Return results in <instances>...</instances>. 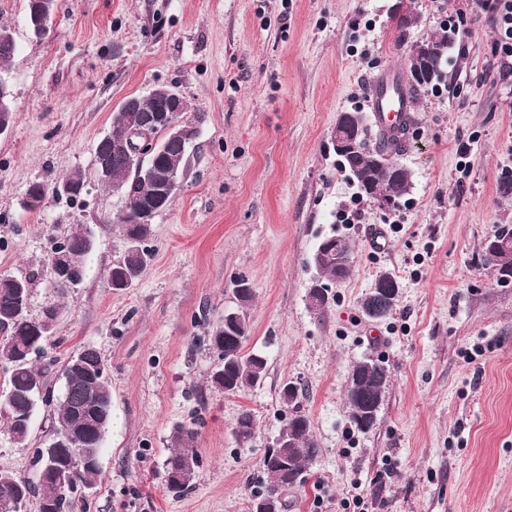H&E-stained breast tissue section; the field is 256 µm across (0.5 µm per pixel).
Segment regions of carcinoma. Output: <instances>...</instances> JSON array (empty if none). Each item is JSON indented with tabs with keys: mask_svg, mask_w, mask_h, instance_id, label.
<instances>
[{
	"mask_svg": "<svg viewBox=\"0 0 512 512\" xmlns=\"http://www.w3.org/2000/svg\"><path fill=\"white\" fill-rule=\"evenodd\" d=\"M455 30L439 27L429 38L421 42L417 59L428 70L427 78L415 87H434L446 78L448 46L453 41ZM17 52V43L11 27L0 25V70L6 68ZM126 117L118 111L112 116L111 129L96 145L94 158L103 159L108 165L109 177L98 180L107 190L121 188L122 208L108 218L118 226L123 240H132L126 253L112 265V285L121 291L132 287L144 274L152 252L146 242L151 236L152 220L140 221L142 206L164 200L171 202L175 191L181 185L185 169L186 150L181 142L169 141L164 152L155 163L136 166L123 148L127 137ZM360 153L354 159L339 161L342 171L354 180V186L362 197L377 198L390 196L401 201L412 189L411 173L398 168L395 156L399 155L403 143L400 137L378 136L370 144L368 127L364 126L359 135ZM86 230H78L52 248L59 249L68 263L77 271L87 273L92 261L95 243ZM483 259L495 267L498 278L512 279V248L493 255L483 254ZM317 277L311 281L308 295L319 298L318 288L331 287L339 279L349 276L351 268L340 269L334 259L311 260ZM31 277L0 275V332L5 340L0 343V360L9 367V379L4 394H0V431L17 443L26 441L30 423L26 417L34 416L39 405V390L46 388L45 372L38 370L31 361L32 343L48 337L36 336L41 323L54 324L62 314L60 304L46 306L39 317L31 318L26 309L20 308L22 300L31 293ZM237 285L243 288L237 308L224 311V319L210 336V346L217 350L221 364L210 375V382L227 394H236L252 388L262 379L267 360L256 351L244 352L250 338L248 307L253 299L252 288L247 279L240 278ZM85 368L70 370L63 384L59 398L58 416L54 429L77 434L85 448L102 453L104 436L112 425V416L101 422L97 431L84 427V421L77 414V408L91 400L112 405V389L101 370L104 364L100 353L87 346L80 350ZM390 384V371L381 359L367 358L355 363L349 374L346 389V405L351 426L367 434L377 424L386 390ZM300 387L289 382L282 387V403L291 408L286 425L276 436L278 447L266 451L262 459L265 483L254 499L273 498L280 500V492L294 481H303L306 465L318 454L309 418L298 405ZM234 434L241 443L250 441L255 434L254 417L242 414L235 424ZM197 431L180 426L171 436V453L165 468L170 477L164 479L166 488L173 494H181L195 476L200 459L196 448ZM37 472L33 481L0 473V508L5 512H23L30 501H35L37 512H71L72 495L80 484L93 486L99 474L97 467H73L71 480L60 482L42 472L43 462L36 459Z\"/></svg>",
	"mask_w": 512,
	"mask_h": 512,
	"instance_id": "1",
	"label": "carcinoma"
}]
</instances>
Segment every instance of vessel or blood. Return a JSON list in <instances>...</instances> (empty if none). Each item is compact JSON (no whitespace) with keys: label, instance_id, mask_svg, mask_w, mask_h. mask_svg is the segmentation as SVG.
<instances>
[{"label":"vessel or blood","instance_id":"b4317fda","mask_svg":"<svg viewBox=\"0 0 512 512\" xmlns=\"http://www.w3.org/2000/svg\"><path fill=\"white\" fill-rule=\"evenodd\" d=\"M367 101L377 130L385 135L404 125L410 98L394 69L374 75L367 84Z\"/></svg>","mask_w":512,"mask_h":512}]
</instances>
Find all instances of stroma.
Here are the masks:
<instances>
[{
	"instance_id": "obj_1",
	"label": "stroma",
	"mask_w": 512,
	"mask_h": 512,
	"mask_svg": "<svg viewBox=\"0 0 512 512\" xmlns=\"http://www.w3.org/2000/svg\"><path fill=\"white\" fill-rule=\"evenodd\" d=\"M395 0H55L48 33L32 38L24 0H0L17 52L7 75L14 120L0 135V274L30 275L29 315L64 304L40 367L61 388L62 366L95 347L117 425L100 475L73 512H250L261 460L288 421L280 399L301 389L320 452L284 512H512V284L482 258L496 225L512 224V83L496 33L476 0H412L398 32ZM456 39L448 76L419 90L399 161L410 194L381 210L359 197L329 147L339 113L364 112L370 77L403 67L447 18ZM174 87L199 135L182 186L152 220L153 259L124 291L106 274L123 240L108 216L119 196L93 178L99 139L131 96ZM81 170L75 200L22 209L28 186ZM90 229L92 269L78 288L52 285L51 244ZM354 247L349 277L318 315L308 307L309 258L325 235ZM400 296L379 322L362 315L375 278ZM253 289L248 349L266 374L227 394L211 385L221 363L208 345L233 308L234 281ZM383 359L392 378L375 428L351 427L344 393L352 365ZM251 412L242 445L234 425ZM56 405H39L27 444L0 433V472L35 476ZM180 425L198 432L190 489L170 494L164 463ZM361 492L363 504L352 501Z\"/></svg>"
}]
</instances>
